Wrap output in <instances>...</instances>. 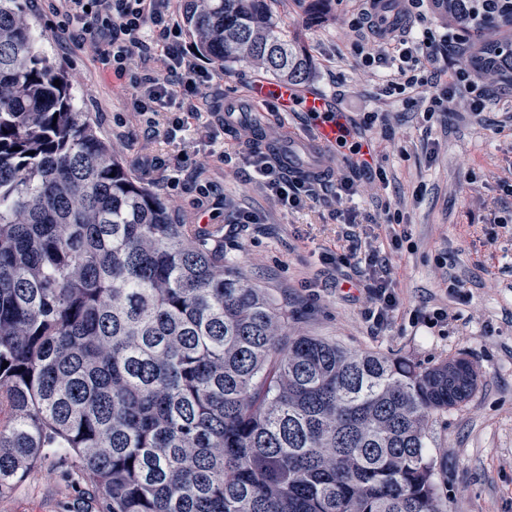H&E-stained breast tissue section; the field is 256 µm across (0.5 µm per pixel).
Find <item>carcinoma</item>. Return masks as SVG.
I'll use <instances>...</instances> for the list:
<instances>
[{"mask_svg":"<svg viewBox=\"0 0 512 512\" xmlns=\"http://www.w3.org/2000/svg\"><path fill=\"white\" fill-rule=\"evenodd\" d=\"M436 7L490 35L506 70L487 78L512 85V0ZM181 19L220 68L313 75L270 0H184ZM286 320L128 172L0 0V490L62 451L104 512H442L429 424L474 395L472 364L287 338Z\"/></svg>","mask_w":512,"mask_h":512,"instance_id":"obj_1","label":"carcinoma"}]
</instances>
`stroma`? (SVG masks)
I'll return each instance as SVG.
<instances>
[{"label":"stroma","instance_id":"1","mask_svg":"<svg viewBox=\"0 0 512 512\" xmlns=\"http://www.w3.org/2000/svg\"><path fill=\"white\" fill-rule=\"evenodd\" d=\"M45 56L68 79L97 135L129 172L163 201L174 219L194 224L224 247L288 311V331L318 336L357 352L405 357L425 366L463 357L479 375L475 395L461 407L435 415L428 457L443 512H512V131L504 129L506 103L493 104L484 123L466 112L425 120L420 105L386 94V66L368 68L353 48L359 0H329L309 14L305 0H276L285 35L300 40L315 61L308 85L334 95L340 107L363 119L382 113L369 135L386 183L360 177L355 206L337 203L333 186L318 201L291 209L278 203L245 167L241 134L273 138L283 124L306 127L305 114L288 121L244 113L224 127V98L264 78L261 68L238 63L212 68L197 96L207 125L176 127L177 103L159 116L154 135L134 90L103 66L96 51L62 28L43 0H22ZM162 162L161 170L145 161ZM253 216L250 224L240 215ZM390 217L391 226L374 227ZM402 237L392 247L391 233ZM371 240L388 260L399 305L390 325L367 321V302L335 276L324 253ZM461 281L448 290L449 278ZM455 320L436 322L434 309ZM0 512H99L97 501L71 463L49 456L0 492Z\"/></svg>","mask_w":512,"mask_h":512}]
</instances>
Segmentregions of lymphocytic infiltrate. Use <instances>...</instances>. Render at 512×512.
<instances>
[{
    "label": "lymphocytic infiltrate",
    "instance_id": "lymphocytic-infiltrate-1",
    "mask_svg": "<svg viewBox=\"0 0 512 512\" xmlns=\"http://www.w3.org/2000/svg\"><path fill=\"white\" fill-rule=\"evenodd\" d=\"M52 10L62 13L67 21L76 23L82 42L100 48L103 62L112 66L116 76L129 77L133 89L142 99L141 109L155 111L164 99L176 96L181 82L205 83L210 79L181 43V31L169 13V0H50ZM481 44L461 36L456 28L425 29L421 36L406 38L395 33L384 34L378 44H355L365 66L382 60L395 61L396 68L386 75V93L405 92L416 78L415 64L433 65L454 54L464 63L437 85L425 108L426 118L450 111L457 99H464L474 116H482L496 95L481 70L466 65L465 60L478 54ZM375 120L367 115L363 122L345 130L340 148L349 152V172L336 175L337 199L353 200L359 189L354 173L381 175V168L371 166L361 157L360 138ZM245 163L262 181L265 188L282 205L299 208L316 200L315 181L289 177L265 154L250 151ZM351 287L363 289L368 297L369 320L379 328L387 327L397 308L398 299L389 278L387 263L379 253L369 252L364 266Z\"/></svg>",
    "mask_w": 512,
    "mask_h": 512
}]
</instances>
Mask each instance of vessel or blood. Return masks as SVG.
Masks as SVG:
<instances>
[{
  "instance_id": "b4317fda",
  "label": "vessel or blood",
  "mask_w": 512,
  "mask_h": 512,
  "mask_svg": "<svg viewBox=\"0 0 512 512\" xmlns=\"http://www.w3.org/2000/svg\"><path fill=\"white\" fill-rule=\"evenodd\" d=\"M372 9L389 27H400L405 23L396 0H374ZM246 101L254 107L273 103L276 112L287 115L291 112H333L336 100L332 95L318 89L304 90L292 84L274 83L265 80L254 81ZM340 136L336 123L319 122L305 131L285 126L281 145L275 148L278 160L299 175L320 171L323 152L335 148Z\"/></svg>"
}]
</instances>
